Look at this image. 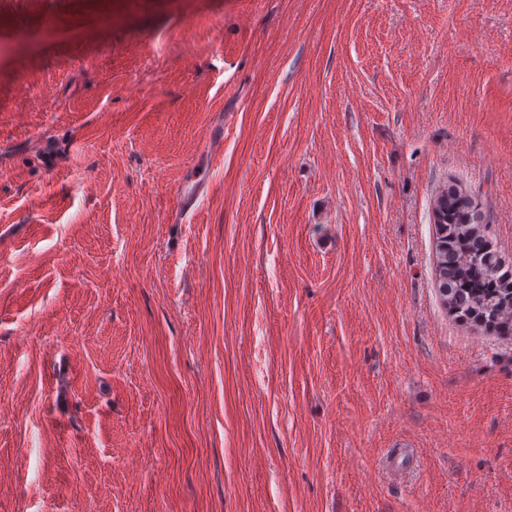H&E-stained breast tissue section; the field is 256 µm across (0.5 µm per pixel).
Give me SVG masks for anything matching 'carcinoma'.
Listing matches in <instances>:
<instances>
[{
    "mask_svg": "<svg viewBox=\"0 0 512 512\" xmlns=\"http://www.w3.org/2000/svg\"><path fill=\"white\" fill-rule=\"evenodd\" d=\"M432 216L441 304L489 334L512 336V265L485 234L478 203L452 185L435 198Z\"/></svg>",
    "mask_w": 512,
    "mask_h": 512,
    "instance_id": "carcinoma-1",
    "label": "carcinoma"
}]
</instances>
